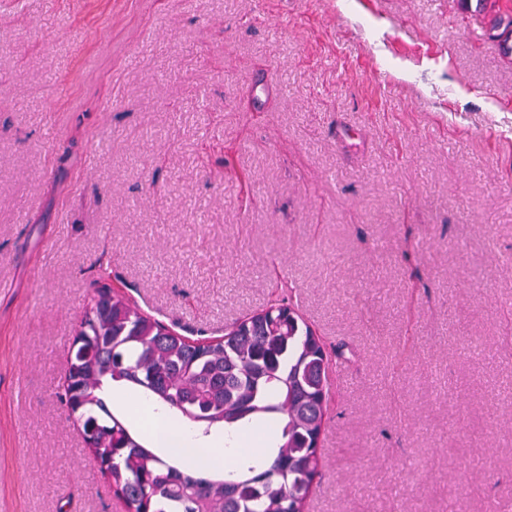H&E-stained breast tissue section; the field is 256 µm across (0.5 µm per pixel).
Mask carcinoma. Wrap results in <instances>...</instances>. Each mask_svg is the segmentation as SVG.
I'll return each instance as SVG.
<instances>
[{"instance_id": "obj_1", "label": "carcinoma", "mask_w": 512, "mask_h": 512, "mask_svg": "<svg viewBox=\"0 0 512 512\" xmlns=\"http://www.w3.org/2000/svg\"><path fill=\"white\" fill-rule=\"evenodd\" d=\"M489 31L511 58L512 16L492 15ZM73 349L62 402L91 430L86 443L129 512H305L319 472L326 370L342 353L293 305L256 311L218 342L189 343L102 284ZM132 386L147 414L153 405L178 413L204 436L264 420L279 437L256 463L197 473L182 457L160 455L153 433L112 411V390Z\"/></svg>"}]
</instances>
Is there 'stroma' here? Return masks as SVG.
I'll return each instance as SVG.
<instances>
[{
    "label": "stroma",
    "mask_w": 512,
    "mask_h": 512,
    "mask_svg": "<svg viewBox=\"0 0 512 512\" xmlns=\"http://www.w3.org/2000/svg\"><path fill=\"white\" fill-rule=\"evenodd\" d=\"M458 0H0V512H126L59 399L97 282L345 346L306 512L512 488V60Z\"/></svg>",
    "instance_id": "stroma-1"
}]
</instances>
